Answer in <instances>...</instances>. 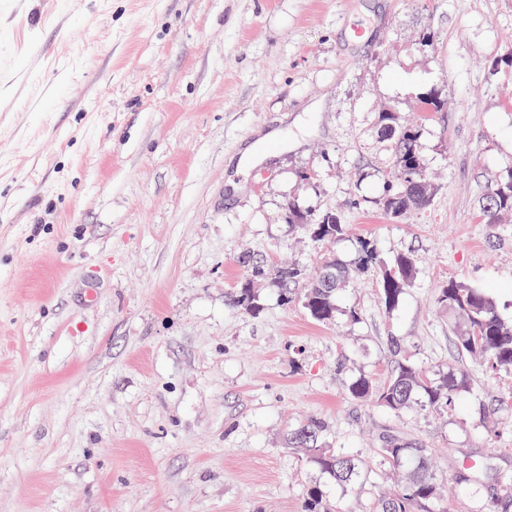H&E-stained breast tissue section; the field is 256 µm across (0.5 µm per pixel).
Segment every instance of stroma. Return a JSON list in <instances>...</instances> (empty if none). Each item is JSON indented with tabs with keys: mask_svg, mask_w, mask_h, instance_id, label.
I'll return each mask as SVG.
<instances>
[{
	"mask_svg": "<svg viewBox=\"0 0 512 512\" xmlns=\"http://www.w3.org/2000/svg\"><path fill=\"white\" fill-rule=\"evenodd\" d=\"M390 109L432 187L399 221ZM511 169L512 0H0V512H303L313 486L372 512L400 480L387 433L432 448L440 512H485L453 488L473 460L512 472V370L459 355L435 298L482 288L512 323V218L479 211ZM292 203L343 238L312 241ZM360 237L417 262L394 309L371 272L322 324L251 272L350 264ZM246 281L259 313L230 301ZM394 338L464 373L461 400L352 399ZM315 417L358 486L287 448Z\"/></svg>",
	"mask_w": 512,
	"mask_h": 512,
	"instance_id": "obj_1",
	"label": "stroma"
}]
</instances>
